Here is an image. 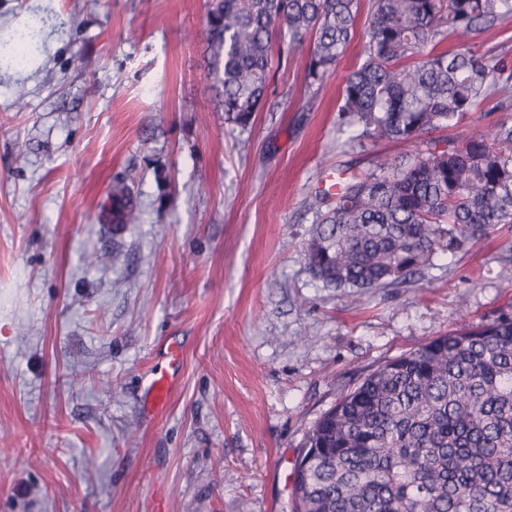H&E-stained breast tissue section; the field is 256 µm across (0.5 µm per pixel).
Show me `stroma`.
<instances>
[{
  "label": "stroma",
  "instance_id": "obj_1",
  "mask_svg": "<svg viewBox=\"0 0 512 512\" xmlns=\"http://www.w3.org/2000/svg\"><path fill=\"white\" fill-rule=\"evenodd\" d=\"M208 8L0 0L1 43L48 21L32 62L0 69V512H291L306 432L341 393L434 337L512 318V233L359 304L304 251L327 172L462 147L505 112L490 102L415 143L357 146L337 108L361 40L313 92L309 44L279 35L264 108L227 124ZM119 172L142 215L114 237L102 204ZM167 336L183 368L152 424Z\"/></svg>",
  "mask_w": 512,
  "mask_h": 512
}]
</instances>
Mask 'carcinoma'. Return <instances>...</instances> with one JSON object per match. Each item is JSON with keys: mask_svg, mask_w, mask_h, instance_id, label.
Returning <instances> with one entry per match:
<instances>
[{"mask_svg": "<svg viewBox=\"0 0 512 512\" xmlns=\"http://www.w3.org/2000/svg\"><path fill=\"white\" fill-rule=\"evenodd\" d=\"M361 0H217L207 16V77L224 121L242 129L264 105L276 32L289 46L314 36L303 84L337 64ZM363 63L337 112L361 136L404 143L494 99L512 110V55L472 47L423 55L430 42L467 41L512 16V0H369ZM36 25L0 52L21 66ZM308 208L306 243L327 288L364 295L412 281L438 252L512 229V122L461 148L383 158L337 181ZM112 230L140 222L137 193L112 180ZM292 512H512V319L438 336L368 373L307 431Z\"/></svg>", "mask_w": 512, "mask_h": 512, "instance_id": "obj_1", "label": "carcinoma"}]
</instances>
